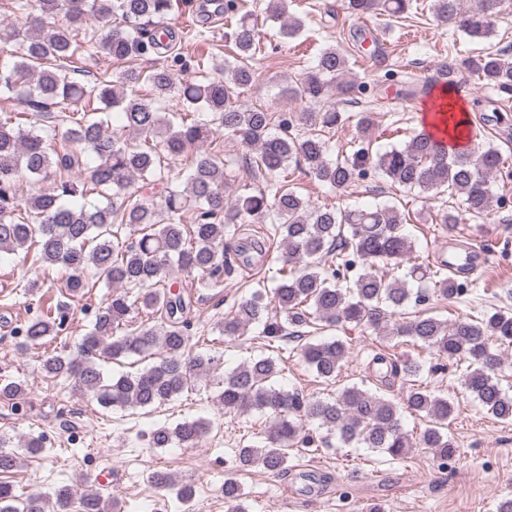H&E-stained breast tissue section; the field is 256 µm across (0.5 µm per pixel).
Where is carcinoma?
<instances>
[{
  "label": "carcinoma",
  "instance_id": "obj_1",
  "mask_svg": "<svg viewBox=\"0 0 512 512\" xmlns=\"http://www.w3.org/2000/svg\"><path fill=\"white\" fill-rule=\"evenodd\" d=\"M267 17L283 20L280 34L294 38L302 28L288 21L286 0H264ZM503 0H433L437 17L454 24L471 41L483 44L495 34ZM191 0H17L27 28L0 35L13 41L16 60L0 71V96L15 99L25 121L10 126L0 121V251L35 248V261L67 274V287L81 294L90 287L88 271L104 278L117 292L102 303L78 352L51 354L45 372L73 380L76 392L90 394L104 409H146L173 401L200 381L216 388L218 405L226 413L253 411L273 417L259 442L243 445L235 455L240 467H260L281 474L290 451L311 443L304 425L316 422L324 440L356 443L393 460L411 448H428L440 464L455 456L448 420L456 408L447 398L414 384L406 408L427 419L418 436L404 429L399 404L363 385L345 386L332 398L307 396L278 384L281 372L271 356L251 357L233 369L218 372L210 354L186 356L194 324L189 317L191 296L172 290L173 266L201 275L199 284L215 287L249 262L255 243L249 237L231 247L226 233L244 224H272L282 237L285 255L280 278L268 291L260 285L235 303L218 324L226 337L241 336L251 325L262 327L263 338L274 341L294 329L302 341L300 355L317 377L334 380L349 358L340 338L306 339L304 327L366 326L386 342L407 339L438 357L466 365L461 385L493 417L512 420V395L502 387L498 371L502 358L496 345L512 346V308L451 323L423 312L393 325L384 310L396 312L408 304L423 305L458 298L465 284L456 273L435 269L414 257V242L402 230L406 217L395 206L340 209L312 204L281 183L224 199V158L203 146L227 133L256 150L252 175L283 173L290 164L307 176L334 188H344L370 166L400 187L428 197L454 192L463 197L464 212L480 217L494 202L493 182L502 164L498 148L448 152L447 144L425 131L400 147L374 155L360 150L351 160L327 157L326 141L317 127L333 129L342 112L332 104L317 105L333 96L362 91L349 77L347 54L323 49L316 66L299 84L288 88L305 106L295 112L241 104L239 89L254 83L253 68L262 52L257 15L240 14L235 0H226L224 13L234 20L230 40L234 61L219 68L221 75L203 83L177 85L173 67L182 62L177 42L182 31L169 25V16ZM410 0H343L352 16L370 12L400 17ZM98 23L101 48L113 63L125 68L89 84L71 76V59L78 51L73 32L89 19ZM163 55L170 64L143 70L134 60ZM470 70L496 92L512 96V50H485L476 57L444 58L436 74L453 85L459 72ZM150 93L139 95L136 87ZM174 98L184 112L202 110L201 118L174 122L166 112ZM63 114L69 124L62 140L58 131L37 122ZM192 156L189 165L174 171L165 160ZM51 181L48 189L17 201L22 178ZM162 185L161 204L143 201L136 182ZM98 191L104 205H77L73 199ZM404 266L396 277L388 267ZM430 280L432 292L408 287ZM148 318L135 321L137 315ZM55 312L47 310L23 328L26 341L42 344L58 334ZM160 354L136 372L106 377L98 360H118ZM372 362L393 376L416 377L422 364L408 356L375 354ZM23 385L0 382V399L22 398ZM211 430V422L186 419L173 427L158 426L147 433L151 448L192 447ZM22 455L0 436V473H10ZM228 512H247L243 492L233 474L224 479ZM84 512H114L116 504L96 494L81 498ZM47 499L19 497L14 486L0 482V512H46Z\"/></svg>",
  "mask_w": 512,
  "mask_h": 512
}]
</instances>
